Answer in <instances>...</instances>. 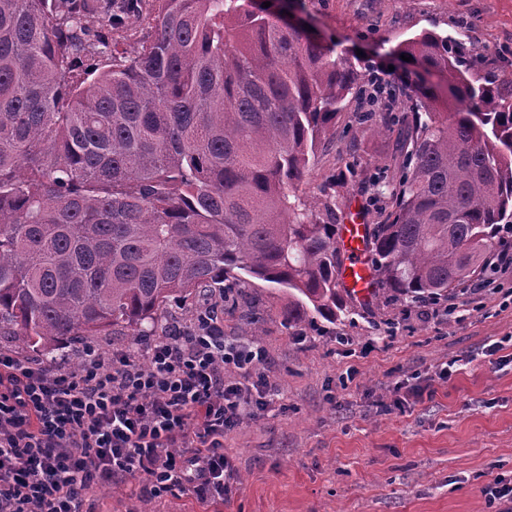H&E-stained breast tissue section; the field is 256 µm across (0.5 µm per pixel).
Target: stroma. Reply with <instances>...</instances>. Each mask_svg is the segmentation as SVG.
I'll return each instance as SVG.
<instances>
[{
  "label": "stroma",
  "mask_w": 512,
  "mask_h": 512,
  "mask_svg": "<svg viewBox=\"0 0 512 512\" xmlns=\"http://www.w3.org/2000/svg\"><path fill=\"white\" fill-rule=\"evenodd\" d=\"M360 73L399 82L410 115L418 68L396 50L422 31L462 44L477 85L512 74V0H282ZM353 98L301 185L319 201L385 221L404 159L377 123L353 127ZM383 173V186L374 176ZM286 290L246 278L224 302L226 340L256 341L278 388L272 405L225 433L239 490L218 508L167 495L164 512H492L484 487L512 481V265L446 299L383 297L336 320L287 329ZM259 313L263 333L247 318ZM452 365L448 379L442 367Z\"/></svg>",
  "instance_id": "obj_1"
}]
</instances>
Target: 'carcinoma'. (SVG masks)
I'll return each instance as SVG.
<instances>
[{"label": "carcinoma", "instance_id": "cac0c4a2", "mask_svg": "<svg viewBox=\"0 0 512 512\" xmlns=\"http://www.w3.org/2000/svg\"><path fill=\"white\" fill-rule=\"evenodd\" d=\"M132 20L148 33L120 51ZM399 52L436 82L425 118L383 116L406 160L372 297L438 301L512 227V92L434 32ZM353 94L348 58L255 0H0V336L136 343L244 274L288 289L286 327L336 319L342 215L298 186Z\"/></svg>", "mask_w": 512, "mask_h": 512}]
</instances>
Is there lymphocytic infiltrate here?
Instances as JSON below:
<instances>
[{"label": "lymphocytic infiltrate", "instance_id": "lymphocytic-infiltrate-1", "mask_svg": "<svg viewBox=\"0 0 512 512\" xmlns=\"http://www.w3.org/2000/svg\"><path fill=\"white\" fill-rule=\"evenodd\" d=\"M218 325L77 364L0 349V512H85L96 489L142 478L137 499L178 492L203 502L236 495L225 432L276 393L255 344L224 341ZM235 372L256 398L228 382Z\"/></svg>", "mask_w": 512, "mask_h": 512}]
</instances>
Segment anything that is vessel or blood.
I'll return each mask as SVG.
<instances>
[{
    "instance_id": "b4317fda",
    "label": "vessel or blood",
    "mask_w": 512,
    "mask_h": 512,
    "mask_svg": "<svg viewBox=\"0 0 512 512\" xmlns=\"http://www.w3.org/2000/svg\"><path fill=\"white\" fill-rule=\"evenodd\" d=\"M366 221L361 210H352L351 218L348 224L343 225L340 236L341 248L348 260L341 268L339 279L343 287L354 291L361 300L370 298L373 288Z\"/></svg>"
}]
</instances>
